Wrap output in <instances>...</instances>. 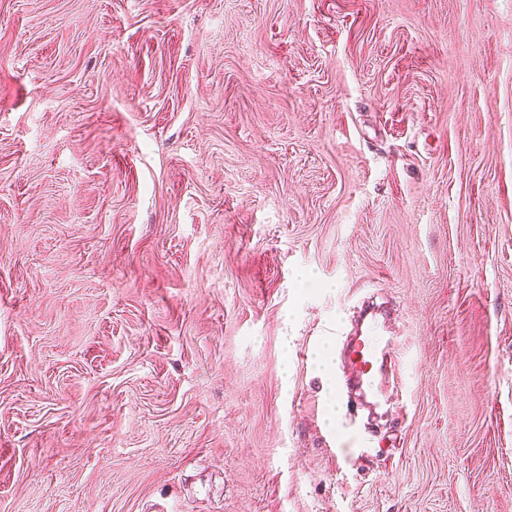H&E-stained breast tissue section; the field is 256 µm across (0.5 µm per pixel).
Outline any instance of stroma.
Returning a JSON list of instances; mask_svg holds the SVG:
<instances>
[{
  "instance_id": "35a3bbf8",
  "label": "stroma",
  "mask_w": 512,
  "mask_h": 512,
  "mask_svg": "<svg viewBox=\"0 0 512 512\" xmlns=\"http://www.w3.org/2000/svg\"><path fill=\"white\" fill-rule=\"evenodd\" d=\"M0 512H512V0H0ZM376 352H368L365 340H359L349 350V359L362 382H368L372 370V360Z\"/></svg>"
}]
</instances>
